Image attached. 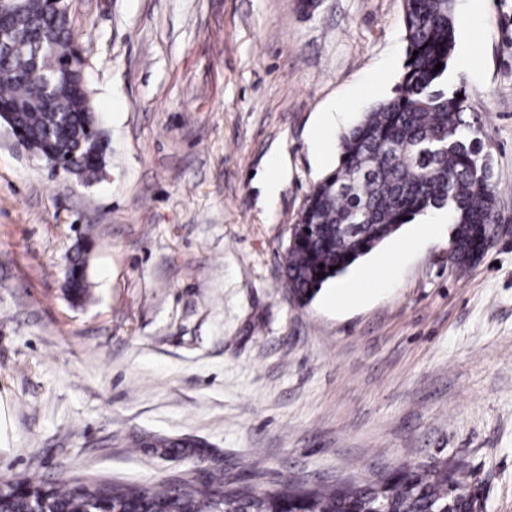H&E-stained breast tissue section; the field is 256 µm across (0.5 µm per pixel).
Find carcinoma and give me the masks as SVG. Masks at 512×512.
<instances>
[{
    "mask_svg": "<svg viewBox=\"0 0 512 512\" xmlns=\"http://www.w3.org/2000/svg\"><path fill=\"white\" fill-rule=\"evenodd\" d=\"M406 57L391 97L378 102L341 137L337 168L305 198L288 243L285 276L301 300L383 242L402 225L433 210H448L457 265L484 252L493 223L492 172L481 168L480 125L466 116L462 89L448 72L456 44L454 0H403ZM11 50L0 54V106L28 142L51 141L86 182L98 179L106 156L104 134L93 123L79 66L59 90H46L45 68L80 61L71 27L52 9L11 19ZM443 68L434 71L435 65ZM462 98H457V95ZM78 275L68 288L84 302L91 284L86 251L72 259ZM335 270H329V267ZM476 512L465 472L457 465H405L380 484L348 488L286 487L259 495L224 482L180 489L76 482L35 492L33 498L0 483V512Z\"/></svg>",
    "mask_w": 512,
    "mask_h": 512,
    "instance_id": "1",
    "label": "carcinoma"
}]
</instances>
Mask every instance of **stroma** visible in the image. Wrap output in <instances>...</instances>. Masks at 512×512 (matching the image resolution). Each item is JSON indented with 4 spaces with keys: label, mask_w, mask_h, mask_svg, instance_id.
I'll return each mask as SVG.
<instances>
[{
    "label": "stroma",
    "mask_w": 512,
    "mask_h": 512,
    "mask_svg": "<svg viewBox=\"0 0 512 512\" xmlns=\"http://www.w3.org/2000/svg\"><path fill=\"white\" fill-rule=\"evenodd\" d=\"M455 13L448 82L480 120L499 233L460 270L441 225L331 305L336 281L308 302L286 287L290 227L400 80L402 0H71L108 176L81 185L0 127V481L261 494L446 461L482 512H512V0ZM86 251H79L72 259V263L76 269H78V275L70 282V286L68 288L69 281L71 279L72 274V264L69 262L66 270H65V286L68 288L69 295L71 298L79 303L84 302L90 293L91 284L88 280V276L86 273Z\"/></svg>",
    "instance_id": "stroma-1"
}]
</instances>
